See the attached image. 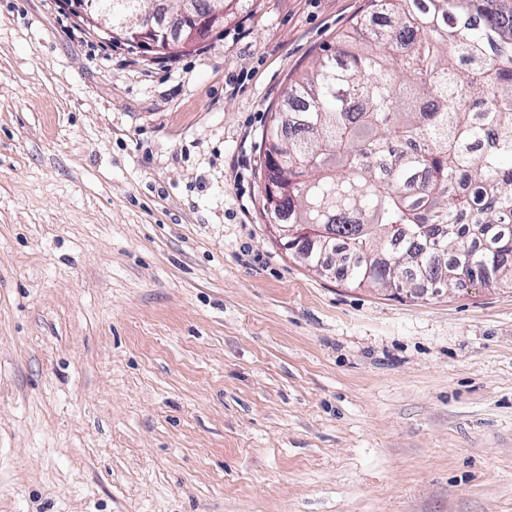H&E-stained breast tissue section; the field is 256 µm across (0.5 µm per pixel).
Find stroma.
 Returning a JSON list of instances; mask_svg holds the SVG:
<instances>
[{
	"instance_id": "35a3bbf8",
	"label": "stroma",
	"mask_w": 512,
	"mask_h": 512,
	"mask_svg": "<svg viewBox=\"0 0 512 512\" xmlns=\"http://www.w3.org/2000/svg\"><path fill=\"white\" fill-rule=\"evenodd\" d=\"M368 8L237 0L165 59L0 0V512H512V288L268 230L270 112Z\"/></svg>"
}]
</instances>
